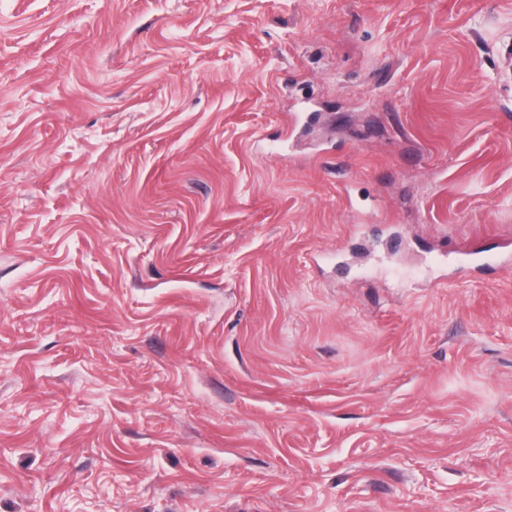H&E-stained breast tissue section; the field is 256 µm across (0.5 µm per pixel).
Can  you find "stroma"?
I'll list each match as a JSON object with an SVG mask.
<instances>
[{
    "label": "stroma",
    "mask_w": 512,
    "mask_h": 512,
    "mask_svg": "<svg viewBox=\"0 0 512 512\" xmlns=\"http://www.w3.org/2000/svg\"><path fill=\"white\" fill-rule=\"evenodd\" d=\"M512 0H0V512H512Z\"/></svg>",
    "instance_id": "obj_1"
}]
</instances>
